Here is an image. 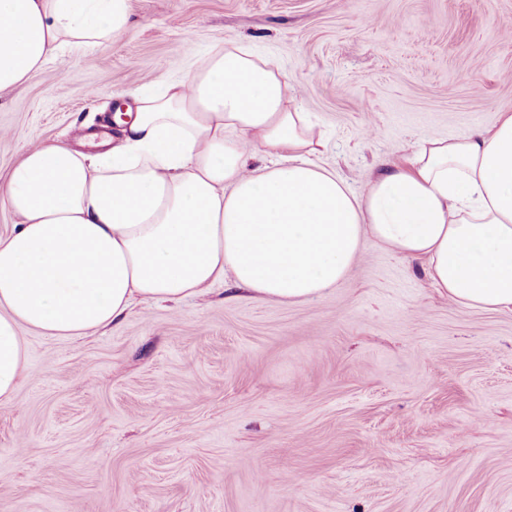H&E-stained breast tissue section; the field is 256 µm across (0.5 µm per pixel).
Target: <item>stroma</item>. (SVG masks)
<instances>
[{
	"label": "stroma",
	"mask_w": 512,
	"mask_h": 512,
	"mask_svg": "<svg viewBox=\"0 0 512 512\" xmlns=\"http://www.w3.org/2000/svg\"><path fill=\"white\" fill-rule=\"evenodd\" d=\"M132 2L118 43L0 92V183L230 43L278 59L357 193L512 113V0ZM23 336L0 512H512V314L449 302L373 242L308 302L217 284L85 339Z\"/></svg>",
	"instance_id": "35a3bbf8"
}]
</instances>
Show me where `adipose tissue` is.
I'll list each match as a JSON object with an SVG mask.
<instances>
[{
    "instance_id": "1",
    "label": "adipose tissue",
    "mask_w": 512,
    "mask_h": 512,
    "mask_svg": "<svg viewBox=\"0 0 512 512\" xmlns=\"http://www.w3.org/2000/svg\"><path fill=\"white\" fill-rule=\"evenodd\" d=\"M132 0H0V90L70 47L116 43ZM122 136L85 152L51 141L0 184V405L28 369L23 329L80 339L134 305L217 283L285 304L347 277L365 240L423 261L434 288L512 312V113L489 130L422 139L355 193L274 58L235 43L141 93Z\"/></svg>"
}]
</instances>
